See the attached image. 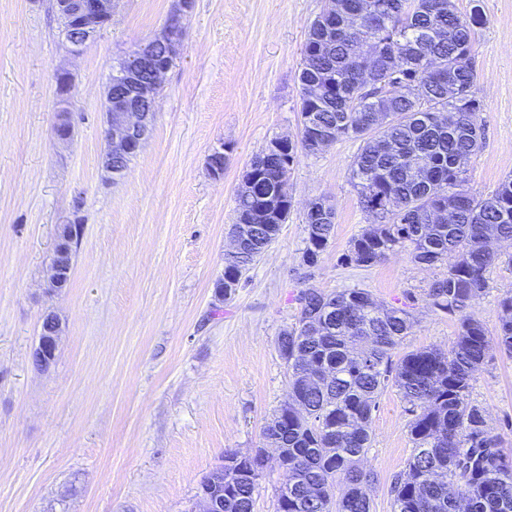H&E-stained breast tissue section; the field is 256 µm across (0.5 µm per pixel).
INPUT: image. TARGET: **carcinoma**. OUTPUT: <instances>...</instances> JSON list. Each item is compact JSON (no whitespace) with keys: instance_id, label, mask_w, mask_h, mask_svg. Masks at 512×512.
I'll list each match as a JSON object with an SVG mask.
<instances>
[{"instance_id":"obj_1","label":"carcinoma","mask_w":512,"mask_h":512,"mask_svg":"<svg viewBox=\"0 0 512 512\" xmlns=\"http://www.w3.org/2000/svg\"><path fill=\"white\" fill-rule=\"evenodd\" d=\"M333 32L324 38L312 22L303 50L300 137L294 161L307 153L314 133L361 142L349 169L362 209L375 217L339 257L345 267H372L394 254L422 269L446 266L426 293L435 312L457 320L448 351L423 348L395 357L416 321L405 307L386 305L365 288L327 293L313 285L297 296L295 326L277 339L288 368V400L267 423L264 435L281 449L285 473L276 512H371L372 473L363 470L378 399L395 386L409 404L414 445L392 487L393 512H512V457L501 435L470 401V389L496 347L512 355V291L497 305L498 326L489 335L471 308L488 287L486 273L501 260L497 246L512 241V177L485 196L466 186L471 158L484 131L476 114L483 102L472 66L474 27L480 5L468 16L452 0H336L327 8ZM387 123L373 128L371 118ZM250 166L258 178L252 197H235V223L261 203L271 223L257 226L251 246L224 256L215 283L224 296L242 286L250 265L277 239L286 208L281 178L292 167L262 150ZM451 211L452 221L431 218ZM305 212L303 264L316 266L333 234ZM83 225H62L59 237L78 244ZM203 483L224 496V512H253L261 474L247 476L228 465Z\"/></svg>"}]
</instances>
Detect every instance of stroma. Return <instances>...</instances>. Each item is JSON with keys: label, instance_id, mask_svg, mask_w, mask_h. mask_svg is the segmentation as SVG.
<instances>
[{"label": "stroma", "instance_id": "obj_1", "mask_svg": "<svg viewBox=\"0 0 512 512\" xmlns=\"http://www.w3.org/2000/svg\"><path fill=\"white\" fill-rule=\"evenodd\" d=\"M480 4L472 59L484 109L467 186L489 193L512 176V0ZM173 0H117L112 24L80 57H65L53 0H0V512H190L203 478L230 452L266 447L263 431L288 397L276 340L295 322L305 282L333 292L365 288L418 320L402 351L447 350L454 317L425 293L440 269L405 256L369 268L338 258L372 218L348 170L359 141L301 155L294 200L275 243L231 299L218 298L235 222V194L270 140L300 130L299 72L324 0H195L180 54L167 72L152 130L127 173L102 161L103 94L115 59L160 29ZM73 77V137L54 136L55 70ZM228 146L221 178L206 169ZM325 197L333 238L303 266L305 210ZM81 218L67 288L52 291L57 228ZM512 290V264L494 265L473 305L488 331ZM62 324L56 360H32L40 318ZM470 399L512 456V357L491 350ZM387 387L363 460L375 480L371 512H392L391 487L412 453L409 415Z\"/></svg>", "mask_w": 512, "mask_h": 512}]
</instances>
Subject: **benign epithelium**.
Segmentation results:
<instances>
[{"instance_id":"obj_1","label":"benign epithelium","mask_w":512,"mask_h":512,"mask_svg":"<svg viewBox=\"0 0 512 512\" xmlns=\"http://www.w3.org/2000/svg\"><path fill=\"white\" fill-rule=\"evenodd\" d=\"M59 20L61 47L71 59L79 57L86 45L112 23L115 0H55ZM193 0H174L165 24L148 43L139 46L119 59L112 68L105 86L107 124L105 136L109 152L105 161L139 148L150 134L155 109L142 104L152 102L161 86L165 73L172 67L179 54L183 31L182 22L191 12ZM59 90V118L55 128L57 139H71L73 128L68 117V91L72 77L69 71L56 69ZM267 214L258 210L252 213L251 223L233 227L232 249H242L250 240L252 225L263 224ZM50 287H63L69 271L57 259H52ZM61 328L51 336L41 337L33 351L42 371L51 369L56 358Z\"/></svg>"}]
</instances>
